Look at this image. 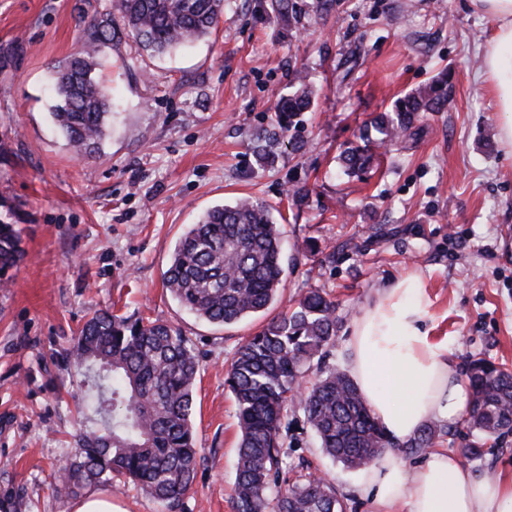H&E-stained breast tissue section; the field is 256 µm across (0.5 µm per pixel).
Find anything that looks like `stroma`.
Masks as SVG:
<instances>
[{"label": "stroma", "instance_id": "obj_1", "mask_svg": "<svg viewBox=\"0 0 512 512\" xmlns=\"http://www.w3.org/2000/svg\"><path fill=\"white\" fill-rule=\"evenodd\" d=\"M228 0L213 33L168 53L127 34L99 53L112 102L100 150L75 157L57 131L51 74L79 32L115 0H0V198L23 228L25 256L0 288V494L23 512H68L56 473L76 431L82 376L57 358L90 312L111 309L181 330L200 359L192 421L201 461L184 512H234L237 409L224 385L239 343L261 318L217 327L185 310L164 272L188 225L250 195L280 212L286 277L273 312L325 289L341 318L329 362L345 369L352 322L390 281L416 272L423 326L448 343L456 373L483 357L512 369V154L498 139L482 81L493 26L471 0ZM303 72L316 96L282 132L274 112ZM448 72L451 104L424 113L416 143L346 175L378 112ZM275 138L266 164L251 146ZM310 190L300 205L289 189ZM293 466L322 471L346 512H372L359 472L326 457L295 411ZM103 493L121 512H161L124 476Z\"/></svg>", "mask_w": 512, "mask_h": 512}]
</instances>
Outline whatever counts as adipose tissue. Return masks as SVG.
Returning <instances> with one entry per match:
<instances>
[{
    "mask_svg": "<svg viewBox=\"0 0 512 512\" xmlns=\"http://www.w3.org/2000/svg\"><path fill=\"white\" fill-rule=\"evenodd\" d=\"M493 23L484 74L498 107L499 138L512 151V0H472ZM428 305L419 274L392 280L355 319L348 370L376 421L395 440L433 421L465 413L467 390L448 359V345L422 326ZM375 512L404 503L406 512H512V477L476 478L450 452L429 453L406 470L394 453L364 471L359 485Z\"/></svg>",
    "mask_w": 512,
    "mask_h": 512,
    "instance_id": "ef3b65f1",
    "label": "adipose tissue"
}]
</instances>
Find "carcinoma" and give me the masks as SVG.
Returning a JSON list of instances; mask_svg holds the SVG:
<instances>
[{
    "instance_id": "1",
    "label": "carcinoma",
    "mask_w": 512,
    "mask_h": 512,
    "mask_svg": "<svg viewBox=\"0 0 512 512\" xmlns=\"http://www.w3.org/2000/svg\"><path fill=\"white\" fill-rule=\"evenodd\" d=\"M224 0H116L115 12L94 19L76 38L77 49L54 67L52 116L73 151L98 149L107 129L110 99L97 76V58L112 34L132 35L144 50L164 53L211 33ZM298 87L276 106L282 131L311 103ZM449 104L448 74L400 99L373 120V145L385 148L415 134L425 112ZM372 149L352 147L340 157L347 173L369 167ZM22 228L12 210L0 217V288L12 281L23 259ZM283 239L270 206L252 197L209 209L177 242L164 282L170 294L196 318L216 326L264 315L285 279ZM340 318L336 302L319 288L305 291L296 307L277 314L238 347L225 385L234 397L240 442L236 465V512H345L336 487L312 473L288 477L294 392L305 423L320 448L351 470L376 463L388 448L407 456L435 447L446 435L429 423L412 438L388 437L365 405L349 375L326 365ZM62 366L83 372L84 410L96 427L77 435L75 453L61 480L78 494L127 477L164 508L182 512L201 458L191 415L199 359L187 338L158 320L97 310L83 324ZM318 377L303 387L306 373ZM466 377L471 403L464 427L487 438L512 434V370L484 358L470 360Z\"/></svg>"
}]
</instances>
